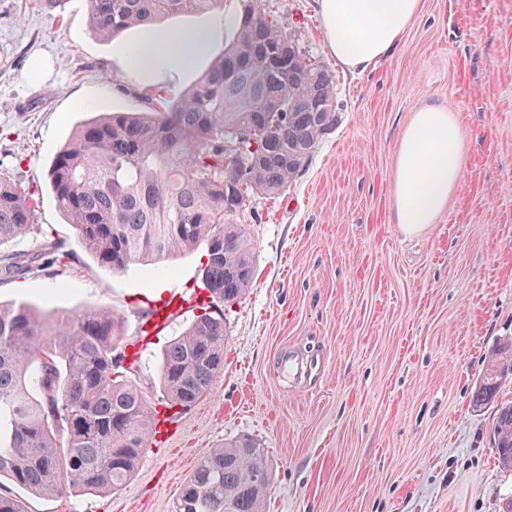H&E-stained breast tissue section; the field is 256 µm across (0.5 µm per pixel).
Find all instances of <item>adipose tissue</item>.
Returning <instances> with one entry per match:
<instances>
[{"mask_svg": "<svg viewBox=\"0 0 512 512\" xmlns=\"http://www.w3.org/2000/svg\"><path fill=\"white\" fill-rule=\"evenodd\" d=\"M328 48L346 67L364 71L395 51L418 13L420 0H318ZM214 30H157L135 42L117 44L125 69L153 85L179 74L212 53ZM463 170L460 125L447 108L429 105L403 127L393 170L392 221L409 237L434 224L457 193Z\"/></svg>", "mask_w": 512, "mask_h": 512, "instance_id": "ef3b65f1", "label": "adipose tissue"}]
</instances>
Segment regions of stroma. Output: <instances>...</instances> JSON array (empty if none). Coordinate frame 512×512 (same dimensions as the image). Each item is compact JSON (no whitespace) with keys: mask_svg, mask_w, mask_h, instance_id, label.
Wrapping results in <instances>:
<instances>
[{"mask_svg":"<svg viewBox=\"0 0 512 512\" xmlns=\"http://www.w3.org/2000/svg\"><path fill=\"white\" fill-rule=\"evenodd\" d=\"M274 24L336 75V126L281 195L239 215L254 245L248 291L224 306V368L209 393L163 425L129 481L102 495L45 497L10 481L25 512H172L209 448L246 435L273 461L266 512H512V471L494 448L499 406L473 402L500 342L512 339V0H421L395 52L352 71L326 46L317 0H262ZM145 90L89 24L88 0L61 17L0 0V181L39 199L7 251L65 242L55 275L0 281V302L77 314L108 307L133 340L155 305L200 284L205 248L114 272L83 253L47 172L91 113L153 111L206 71ZM93 112H86V105ZM441 105L462 127L461 187L446 213L405 237L391 219L400 133ZM176 313L140 351L130 382L156 405L159 363L193 319ZM307 363L288 375V359Z\"/></svg>","mask_w":512,"mask_h":512,"instance_id":"1","label":"stroma"}]
</instances>
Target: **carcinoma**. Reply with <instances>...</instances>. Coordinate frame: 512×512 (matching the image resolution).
<instances>
[{
	"label": "carcinoma",
	"mask_w": 512,
	"mask_h": 512,
	"mask_svg": "<svg viewBox=\"0 0 512 512\" xmlns=\"http://www.w3.org/2000/svg\"><path fill=\"white\" fill-rule=\"evenodd\" d=\"M222 0H89L107 41L155 30ZM336 121V80L301 54L261 11L246 5L236 41L190 89L152 117L106 112L81 124L48 170L58 209L101 267L122 271L207 248L202 313L165 351V408L184 411L224 368L223 306L254 274L253 247L235 221L239 201L273 197L308 166ZM30 189L0 182V246L34 228ZM53 242L36 254L1 253L0 280L51 272ZM123 322L108 308L47 318L26 302L0 304V478L36 494L121 489L156 429L158 411L124 379L136 354L117 347ZM512 372V345L496 353ZM495 447L512 469V405L498 409ZM265 449L231 439L198 462L173 512H265L272 480Z\"/></svg>",
	"instance_id": "obj_1"
}]
</instances>
